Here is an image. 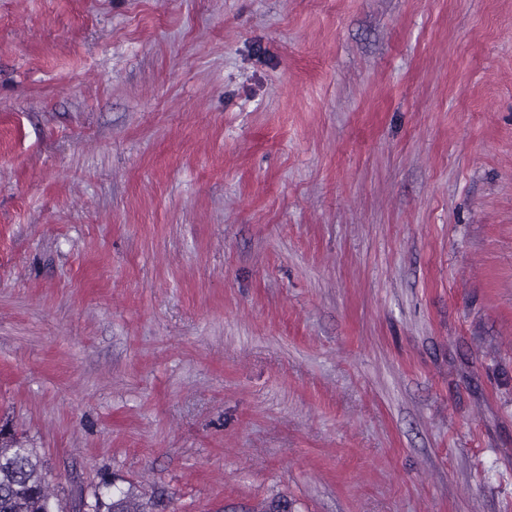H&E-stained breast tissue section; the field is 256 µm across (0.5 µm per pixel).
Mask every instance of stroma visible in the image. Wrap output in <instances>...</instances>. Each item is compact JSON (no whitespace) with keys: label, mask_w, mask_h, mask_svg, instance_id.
<instances>
[{"label":"stroma","mask_w":512,"mask_h":512,"mask_svg":"<svg viewBox=\"0 0 512 512\" xmlns=\"http://www.w3.org/2000/svg\"><path fill=\"white\" fill-rule=\"evenodd\" d=\"M0 426L62 512H512V0H0ZM83 506H87L86 512H135L131 511L129 496L125 493L117 498L110 496L109 502H105L102 495H97L94 503H83Z\"/></svg>","instance_id":"35a3bbf8"}]
</instances>
